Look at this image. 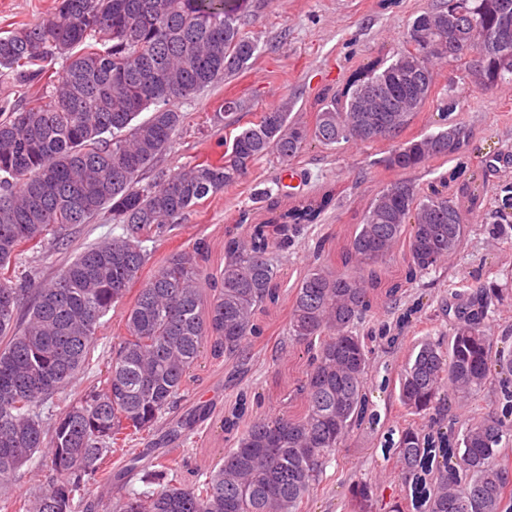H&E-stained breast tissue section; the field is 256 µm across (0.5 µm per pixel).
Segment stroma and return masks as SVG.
<instances>
[{"label":"stroma","instance_id":"obj_1","mask_svg":"<svg viewBox=\"0 0 512 512\" xmlns=\"http://www.w3.org/2000/svg\"><path fill=\"white\" fill-rule=\"evenodd\" d=\"M435 0H250L242 27L258 41V56L253 65L201 91L195 98L176 103L184 122L175 133L170 147L155 160L142 177L151 182L156 177L178 172L183 166L214 161L224 153L229 132L224 127V102L237 99L240 127H247L263 112L284 99L294 100L292 118L313 124L323 94L344 92L352 72L378 62H390L402 48L413 20ZM58 0H0V32L17 25L34 26L44 22L56 10ZM438 90H451L458 99L455 111L470 129L468 151L448 160L437 158L420 169L398 173L385 170L380 158L391 144H343L337 149L319 145L306 147L292 161H282L271 154L258 160L238 184L200 201L178 223L170 225L159 237L147 242L151 256L143 269L151 275L161 262L178 249L205 242L209 251V271L224 265V231L247 221L266 222L271 213L259 207L251 197L256 185L282 182L284 193L278 209L284 210L306 202L325 190H337L333 206L321 214L319 228L333 235L334 243L345 241L374 196L389 181L403 178L422 191L445 187L467 210L469 232L457 258L439 272L423 277L415 293L432 298L446 289H466L479 282H493L502 288L504 312L489 324L488 333L500 337L512 332V236L494 239L484 234L482 224L490 215L505 213L512 220V209L502 206V183H512V94L504 86L488 90L475 88L463 66L437 64ZM505 154L495 167L484 166L491 154ZM464 167L481 188L479 200L463 192L460 181L451 177L457 167ZM121 229L109 214L103 213L87 224H74L63 233L65 246L43 257L40 249L27 250L23 267L35 268L40 280H51L57 270L69 263L85 247ZM135 299L127 294L103 318L93 353V372L105 369L116 336L122 335L124 314ZM287 306H279L262 319L269 326L261 344L265 358H277L281 368L278 384L265 381L263 371L253 369L247 383L266 396L265 412L292 411V402L283 394L300 376L302 364L295 350L276 357ZM233 397V389L224 381L223 362L203 357L177 408L186 414L198 405H207L209 414L187 442L191 456L168 454L170 467L177 469L184 483H193L201 470L219 466L224 461L228 443L224 438V413ZM370 401L380 420L375 429L351 433L336 458L328 466L336 480L310 497L306 512H384V503L404 502L407 487L397 484L392 457L386 456L380 440L388 426L405 422L407 414L398 399L397 384L372 387ZM372 479L383 489L382 500L362 503L352 494L358 480Z\"/></svg>","mask_w":512,"mask_h":512}]
</instances>
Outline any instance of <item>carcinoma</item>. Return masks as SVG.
<instances>
[{
  "label": "carcinoma",
  "mask_w": 512,
  "mask_h": 512,
  "mask_svg": "<svg viewBox=\"0 0 512 512\" xmlns=\"http://www.w3.org/2000/svg\"><path fill=\"white\" fill-rule=\"evenodd\" d=\"M247 0H60L44 23L0 34V76L22 86L65 59L46 103L19 102L0 121V272L16 269L25 247L103 210L126 233L84 248L46 284L19 272L0 278V485L37 453L55 478L29 495L0 497V512H83L91 486L113 480L122 492L112 512H304L327 478L343 441L378 414L367 394L378 349L394 346L400 322L376 315L379 293L392 305L400 292L442 268L461 247L466 213L439 191L407 180L387 184L362 214L345 246L312 236L323 196L279 214L271 224H237L224 232V267L202 282L208 248L178 250L142 283L112 344L106 373L76 403L68 388L89 369L100 320L140 279L148 261L143 238L173 224L199 201L238 182L258 159L286 161L316 142L370 144L400 137L434 93L437 62H462L480 89L512 81V41L492 45L512 0H442L411 23L405 46L387 66L353 76L341 95L323 97L312 125L283 100L224 144V160L203 162L144 186L137 179L168 147L183 123L175 102L252 66L256 40L241 26ZM458 100H437L445 128L394 146L387 169H417L469 146V128L451 118ZM143 112L150 117L138 122ZM314 242L313 261L288 291L276 262ZM406 244L404 278L385 285L382 265ZM289 298L284 330L299 347L304 371L292 390L295 414L248 415L261 400L237 392L224 431L232 441L224 463L191 485L138 475L135 459L110 473L123 452L177 406L203 354L224 359L227 377L241 374L267 325L259 315ZM502 292L482 284L440 299L454 327L421 339L397 373L399 401L424 424L387 431L397 476L416 481L427 512H512V347L497 345L487 326ZM495 408H471L458 427L453 406L485 390ZM67 403L55 415L48 402ZM200 405L168 430L187 440ZM447 439V455L429 467L431 431ZM157 488L124 489L129 479Z\"/></svg>",
  "instance_id": "carcinoma-1"
}]
</instances>
